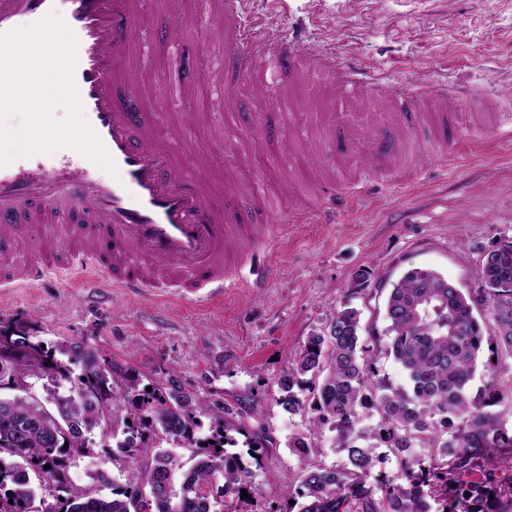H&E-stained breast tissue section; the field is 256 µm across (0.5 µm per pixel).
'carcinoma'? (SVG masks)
Listing matches in <instances>:
<instances>
[{
    "mask_svg": "<svg viewBox=\"0 0 512 512\" xmlns=\"http://www.w3.org/2000/svg\"><path fill=\"white\" fill-rule=\"evenodd\" d=\"M481 278L476 295L428 268L410 269L392 284L383 336L405 374L403 385L380 375L361 340L360 311L349 302L327 328L308 336L278 380L279 402L290 414H307L313 429L335 433L346 463L303 468L299 486L285 485L294 501L290 512H432L426 488L450 485L456 496L442 512H512V481L504 482L500 469L512 464V430L496 410L512 407V241L493 245ZM486 350L488 380L474 395L471 382ZM58 351L67 360L23 330L0 335V391L17 379H46L55 406L51 411L33 396L0 395V452L8 454L0 456V512H213L215 499L253 489V470L227 449L234 445L229 432L242 430L226 420L232 404L207 403L173 374L148 391L139 377L82 341ZM118 382L121 402L113 394ZM365 411L377 413L376 426L364 425ZM203 414L213 418L205 437L198 435ZM110 420L136 421L190 449L192 466L177 482L183 464L175 453L127 438L116 443L117 452L147 457L151 465L114 484L112 496L68 484L70 460L90 453L86 434ZM373 440L391 449L404 478L382 482L378 497L365 487L378 462ZM33 473L55 479L64 500L45 506Z\"/></svg>",
    "mask_w": 512,
    "mask_h": 512,
    "instance_id": "1",
    "label": "carcinoma"
}]
</instances>
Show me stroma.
I'll list each match as a JSON object with an SVG mask.
<instances>
[{"label": "stroma", "instance_id": "stroma-1", "mask_svg": "<svg viewBox=\"0 0 512 512\" xmlns=\"http://www.w3.org/2000/svg\"><path fill=\"white\" fill-rule=\"evenodd\" d=\"M179 2L183 23L175 34L163 22L170 0H144L131 78L143 80V108L157 113L162 127L179 111L200 116L202 161L184 141L177 154L186 168L203 164L214 195H223L226 183L239 184L230 223L279 226L288 217L287 187L296 174L271 165L266 148L297 152L310 138L315 167L349 181L359 158L332 120L329 89L306 83L284 51L280 83L269 82L262 67L250 82L221 73L223 25L209 20L204 0ZM245 13L271 14L277 34L298 31L305 43L333 48L340 66L364 67L370 79L447 89L464 123L485 125L512 106L484 96L512 86V0H246ZM174 76L189 90L177 105L162 92ZM505 236L512 237V137L490 131L418 173H374L360 196L330 201L322 222L271 234L264 287L228 288L211 301L161 288L132 295L83 287L61 270L35 286L0 292V332L26 329L49 351L84 341L138 374L142 386L172 371L187 390L235 404L233 423L264 436L266 445L251 464L255 489L238 502L239 512H288L284 486L305 462L330 467L346 460L333 433L314 431L307 416L288 414L278 402V379L308 336L346 300L361 313L362 340L383 332L386 295L412 267L477 290L487 252ZM364 271L370 277L363 287L356 276ZM112 429L107 422L92 431V456L70 463L72 482L97 496L111 495L121 470L138 466L113 460ZM297 433L310 444L304 461L288 446Z\"/></svg>", "mask_w": 512, "mask_h": 512}]
</instances>
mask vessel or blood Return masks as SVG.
<instances>
[{"instance_id": "obj_1", "label": "vessel or blood", "mask_w": 512, "mask_h": 512, "mask_svg": "<svg viewBox=\"0 0 512 512\" xmlns=\"http://www.w3.org/2000/svg\"><path fill=\"white\" fill-rule=\"evenodd\" d=\"M60 16L77 39L74 82L82 114L99 137L117 170L105 181L94 163L80 153L63 164L46 166L23 157L0 166V286L38 284L67 264L93 269V288L138 293L145 288H190L222 293L244 285L242 271L258 260L267 238L247 225L226 223L199 174L186 173L170 142L158 133L154 114L135 112L138 96L129 80V49L134 29L132 0H0V34L35 24L49 13ZM220 16L231 30L224 64L247 75L246 59L264 53L273 32L264 19L239 20V0H224ZM387 83H368L350 70L336 82L354 95L360 120L373 92ZM447 103L446 91L398 87L391 101L404 112L417 103ZM473 128L437 141L414 136L409 122L392 129L388 150L371 152L366 169L410 160L414 167L446 157L470 139ZM66 209L64 224H48L49 209Z\"/></svg>"}]
</instances>
